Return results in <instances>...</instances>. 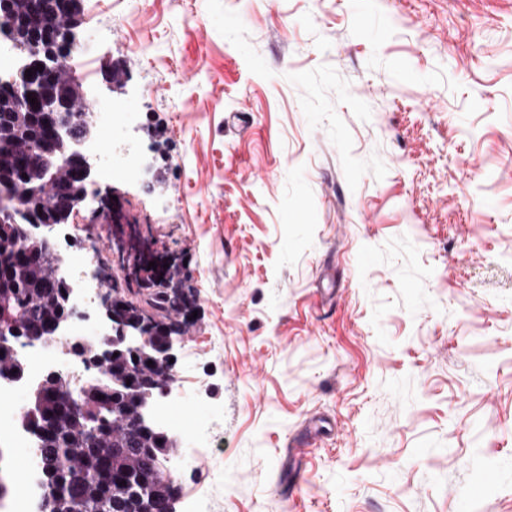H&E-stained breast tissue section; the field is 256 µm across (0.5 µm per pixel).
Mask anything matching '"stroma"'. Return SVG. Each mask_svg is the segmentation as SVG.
<instances>
[{
    "mask_svg": "<svg viewBox=\"0 0 512 512\" xmlns=\"http://www.w3.org/2000/svg\"><path fill=\"white\" fill-rule=\"evenodd\" d=\"M116 189L197 316L178 512H512V0H83ZM125 81L106 82L98 61Z\"/></svg>",
    "mask_w": 512,
    "mask_h": 512,
    "instance_id": "35a3bbf8",
    "label": "stroma"
}]
</instances>
